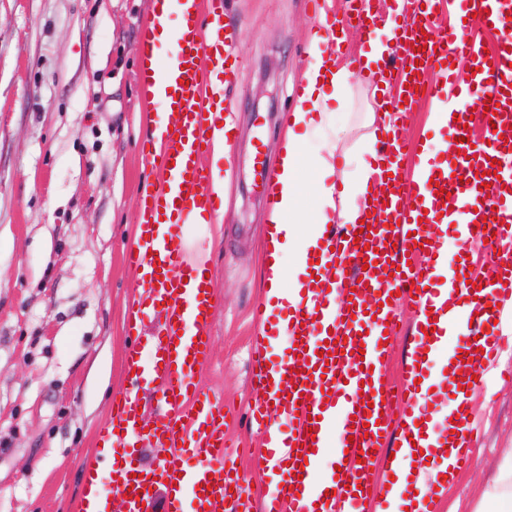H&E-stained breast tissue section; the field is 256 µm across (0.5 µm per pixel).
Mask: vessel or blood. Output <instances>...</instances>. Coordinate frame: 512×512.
<instances>
[{
  "instance_id": "1",
  "label": "vessel or blood",
  "mask_w": 512,
  "mask_h": 512,
  "mask_svg": "<svg viewBox=\"0 0 512 512\" xmlns=\"http://www.w3.org/2000/svg\"><path fill=\"white\" fill-rule=\"evenodd\" d=\"M350 17L361 31L375 22L373 0H349ZM439 0H420L408 21L391 29L404 40L407 58L392 64L402 91L390 102L389 128L377 141L376 162L384 172L402 164L403 130L414 106L425 97L456 113L448 127L444 162L428 161L416 181L394 179L376 211L358 226L331 232L315 261L308 264L303 300L288 307L286 329L293 343L284 358L272 361L267 350L251 355V380L258 396L249 408L251 423L264 432L263 459L279 478L268 492L264 512H307L316 496L322 512H361L360 485L370 479L375 455L395 439L397 456L421 441L427 396L422 381L444 335L436 317L466 307L471 327L457 340L464 354L448 377L454 390L473 392L480 370L493 364L501 349L497 319L512 299V174L496 164L512 154V0H460L457 26L438 22ZM499 32L496 53L484 50L480 32L469 21ZM138 80L152 96L157 120L140 142L146 161L159 171L139 199V233L125 254L138 279V298L128 315L127 333L146 340L152 351L143 361L132 345L125 359L128 388L112 400L111 419L101 433L104 447L119 456L123 470L111 485L98 471L88 472L84 493L111 512L114 493H122L128 512H154L151 492L167 490V512H182L192 501L196 512H252L254 494L245 489L230 463L224 434L225 414L195 380L210 357L213 309L206 268L184 258L181 227L211 217L221 204L207 164L213 142L224 130V88L239 65L224 38V0H150L140 23ZM471 60L467 87L448 78L458 54ZM477 99L489 108L490 123L471 136L468 111L461 102ZM495 185L486 196L484 181ZM458 201L449 211V201ZM465 227L469 248L489 247L490 266L477 272L465 263L448 266V285L433 287L436 267L415 261L432 252L426 227L444 222ZM408 286L407 306L416 317L414 348L400 385L385 380L388 335L396 327L393 287H379L380 273ZM161 321L152 333L143 322ZM156 385L164 412L146 420L139 396ZM287 418L288 432L273 425ZM342 425L337 454L340 468L323 490L312 488L316 451L333 422ZM147 443L159 453L157 465L139 470L133 449ZM472 450L438 435L431 455L466 466ZM371 480V479H370Z\"/></svg>"
}]
</instances>
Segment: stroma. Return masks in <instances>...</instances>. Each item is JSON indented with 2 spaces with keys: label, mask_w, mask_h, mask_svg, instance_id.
Here are the masks:
<instances>
[{
  "label": "stroma",
  "mask_w": 512,
  "mask_h": 512,
  "mask_svg": "<svg viewBox=\"0 0 512 512\" xmlns=\"http://www.w3.org/2000/svg\"><path fill=\"white\" fill-rule=\"evenodd\" d=\"M149 0H0V512H78L83 468L112 399L127 385L125 320L137 200L155 172L134 74ZM318 28L309 0H225L224 35L241 64L224 90L234 129L220 167L224 210L212 248L211 360L200 386L234 410L226 433L244 486L273 479L238 417L256 397L250 350L261 300L259 246L268 213L256 188L274 169ZM367 79L350 74L329 106L343 127L337 168L358 175ZM481 458L444 489L440 512H475L499 449L512 448V379L490 372L473 395Z\"/></svg>",
  "instance_id": "obj_1"
}]
</instances>
